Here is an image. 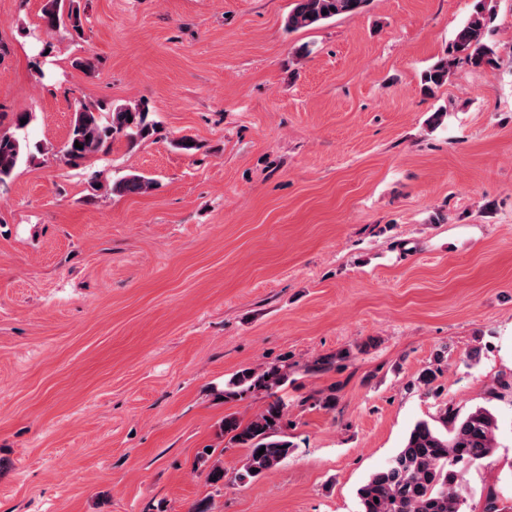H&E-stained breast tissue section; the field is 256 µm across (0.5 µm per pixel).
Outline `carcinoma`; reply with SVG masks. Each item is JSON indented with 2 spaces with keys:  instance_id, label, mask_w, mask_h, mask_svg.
Instances as JSON below:
<instances>
[{
  "instance_id": "1",
  "label": "carcinoma",
  "mask_w": 512,
  "mask_h": 512,
  "mask_svg": "<svg viewBox=\"0 0 512 512\" xmlns=\"http://www.w3.org/2000/svg\"><path fill=\"white\" fill-rule=\"evenodd\" d=\"M367 3L368 0H293L286 25L290 30L311 27L336 16L358 14ZM487 23L485 7L480 5L456 32L446 56L425 71L424 89L445 84L460 57L478 68L495 64V47L484 42ZM42 24L48 31H81L83 20L77 0H46ZM23 119L27 123H21ZM32 121L33 113L16 112L12 130L0 132V185L11 180L22 163H31L45 153L43 145L27 140L25 131ZM154 130L155 123L149 120V109L143 104L82 105L73 112L59 153L75 165L108 153L120 139L134 146L151 137ZM77 143L82 148L75 147ZM154 185L152 179L131 173L107 185V189L116 194L143 195ZM287 382L288 366L271 364L252 371L244 368L224 383L221 395L226 400H242L255 393H263L268 399L253 419L244 422L230 413L220 425V433L229 444L248 449L237 473L242 483L273 470L293 447L280 437L287 403L278 396V390ZM497 431L494 413L482 406L464 415L444 407L433 421L416 422L390 462L358 488L360 512H466L467 492L461 475L494 456ZM262 448L265 452L260 455ZM210 459L211 454L203 451L199 463L209 465L207 480L218 488L224 483V467L209 464Z\"/></svg>"
}]
</instances>
